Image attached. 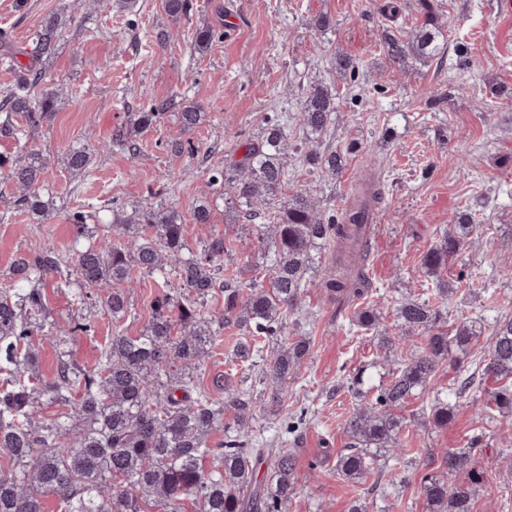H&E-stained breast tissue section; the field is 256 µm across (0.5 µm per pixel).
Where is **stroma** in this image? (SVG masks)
Here are the masks:
<instances>
[{"mask_svg":"<svg viewBox=\"0 0 512 512\" xmlns=\"http://www.w3.org/2000/svg\"><path fill=\"white\" fill-rule=\"evenodd\" d=\"M190 12L174 21L163 0H136L133 10L80 6L79 0H0V36L17 50L31 46L33 32L48 16L63 12L70 21L55 54L41 64L48 84L57 86L50 121L27 125L20 139L0 137V155L18 157L35 149L49 165L41 194L52 201L50 219L36 221L12 203V186L0 180V288L11 283L14 258L26 251L52 249L65 254L73 243L68 220L75 210H94L89 221L95 240L112 234L113 221H125L149 208L180 214L188 243L201 234L231 243L224 266L243 284L263 274L265 249L256 227L235 220L217 204L207 229L192 220L197 198L206 192L208 171L241 158L244 144L258 139L267 122L288 113L289 144L306 135L295 118L307 91L339 85L343 99L328 130L315 140L319 151H342L336 173L312 167L297 153L288 155V182L271 209L296 192H308L323 216L339 215L367 164H374L384 201L372 226L365 274L370 286L361 299L342 308L331 305L317 283L331 266L330 249L321 246L302 295L303 311L289 316L288 336L306 337L311 353L299 377L285 387L280 407L266 401L267 384L258 368L235 359L242 332L225 325L195 381L213 398H223L214 379L228 378L247 388L254 402L251 439L256 448L288 444L297 457V494L287 512H349L354 497L365 495L370 512H427L417 486L419 475L438 466L444 450L465 447L482 432L479 461L484 481L473 512H512V417L477 418L471 394L455 397L448 426L429 422L435 392H453L483 360L497 318L512 315V13L497 0H439L447 29V50L425 65L402 73L380 49L383 34L395 27L409 33L417 17L416 0H401L396 21L383 13L385 0H192ZM330 24L312 30L317 16ZM220 30L206 54L195 53L196 30ZM174 34L167 45L156 35ZM345 53L359 67L339 80L336 56ZM155 98L174 107L137 136L136 152L113 146L118 130ZM197 102L202 123L183 131L177 110ZM192 143L195 153L178 152L174 143ZM88 147L90 171L74 175L62 158L74 147ZM469 215L474 230L463 249L437 274L421 264L439 244L442 232ZM159 275L138 276L129 291L130 308L113 323L102 306L80 303L63 279H46L41 288L46 319L54 331L79 316L93 329L70 344V356L95 365L115 332L138 335L162 291ZM452 292L441 309L449 322L479 319L482 337L471 357L437 368L425 393L408 400L400 413L408 427L401 453L389 468L411 469L408 484L381 482L369 475L364 487L340 479L336 455L347 443L345 420L361 404L350 389L358 371L370 384L388 372L393 359L385 340L400 337L395 316L399 300L436 298ZM378 309L377 329L355 322L359 309ZM52 335L35 339L39 374L51 379L57 353Z\"/></svg>","mask_w":512,"mask_h":512,"instance_id":"1","label":"stroma"}]
</instances>
